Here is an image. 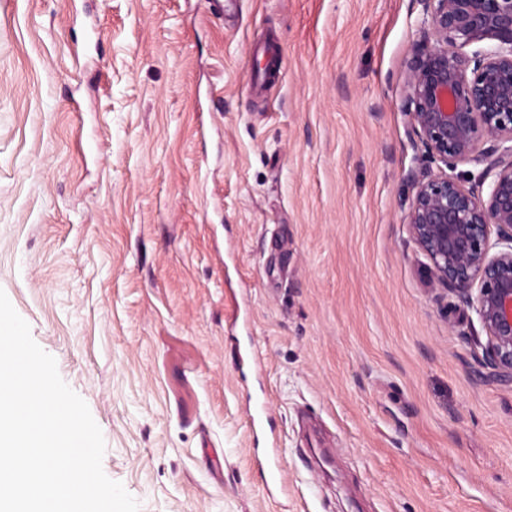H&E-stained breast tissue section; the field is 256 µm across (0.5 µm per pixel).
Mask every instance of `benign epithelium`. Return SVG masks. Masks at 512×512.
Listing matches in <instances>:
<instances>
[{
	"mask_svg": "<svg viewBox=\"0 0 512 512\" xmlns=\"http://www.w3.org/2000/svg\"><path fill=\"white\" fill-rule=\"evenodd\" d=\"M419 2L400 109L427 167L406 224L433 284L485 327L486 374L512 385V0ZM461 163L481 167L469 190Z\"/></svg>",
	"mask_w": 512,
	"mask_h": 512,
	"instance_id": "7a95c632",
	"label": "benign epithelium"
}]
</instances>
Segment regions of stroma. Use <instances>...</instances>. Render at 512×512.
<instances>
[{
	"label": "stroma",
	"mask_w": 512,
	"mask_h": 512,
	"mask_svg": "<svg viewBox=\"0 0 512 512\" xmlns=\"http://www.w3.org/2000/svg\"><path fill=\"white\" fill-rule=\"evenodd\" d=\"M422 17L0 0V290L139 512H512V386L405 224Z\"/></svg>",
	"instance_id": "35a3bbf8"
}]
</instances>
